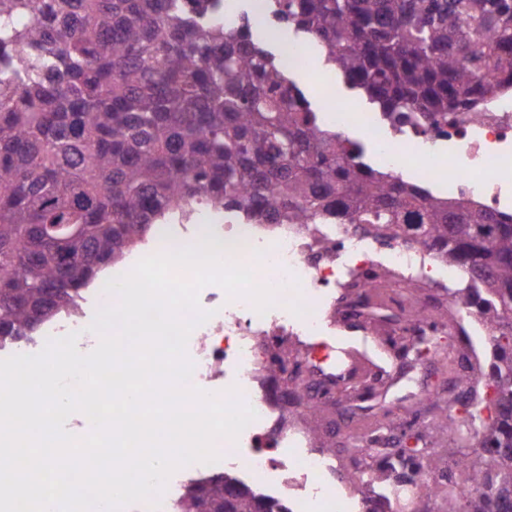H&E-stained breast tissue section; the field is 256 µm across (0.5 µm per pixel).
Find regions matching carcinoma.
<instances>
[{
    "label": "carcinoma",
    "instance_id": "1",
    "mask_svg": "<svg viewBox=\"0 0 512 512\" xmlns=\"http://www.w3.org/2000/svg\"><path fill=\"white\" fill-rule=\"evenodd\" d=\"M227 0H0V347L76 310L151 231L202 208L230 224H370L469 275L458 303L494 347L495 416L469 442L378 456L367 492L423 465L438 512H512V213L372 168L326 129L283 52ZM296 50L319 49L381 112L479 113L512 91V0H261ZM264 369L287 361L269 341ZM291 512L224 473L190 479L174 512Z\"/></svg>",
    "mask_w": 512,
    "mask_h": 512
}]
</instances>
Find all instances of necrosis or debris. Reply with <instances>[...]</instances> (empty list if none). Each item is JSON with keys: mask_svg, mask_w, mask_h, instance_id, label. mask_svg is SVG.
<instances>
[{"mask_svg": "<svg viewBox=\"0 0 512 512\" xmlns=\"http://www.w3.org/2000/svg\"><path fill=\"white\" fill-rule=\"evenodd\" d=\"M323 123L336 132L349 125L362 127L382 164L395 172L415 163L427 180L432 167L447 162L448 176L440 186L448 196H469L495 210L512 205L511 95H502L479 116L452 112L438 123L421 112L390 119L380 112H352L333 104ZM224 244L227 260L269 266L267 281L277 304L261 314L248 299H228L218 285L203 287L199 305L210 317L196 326V338L187 344L193 363L190 383L221 395L236 388L257 414L241 433L247 448L227 453L231 466L248 471L260 483L274 484L290 499L293 512H339L335 489L320 482L322 456L282 455V448L307 440L308 434L298 421L280 430L268 426V407L256 393L261 365L253 341L287 335L281 320L292 313L307 335H316L329 302L343 313L354 306L376 313L375 295L399 283L409 290L405 304L413 312L403 329L416 340L417 360L425 361L434 348L433 333L425 324L430 307L446 302L444 282L413 265L414 247L385 243L366 224H289L265 227L260 234L243 224H228ZM226 379L231 382L227 388L222 385Z\"/></svg>", "mask_w": 512, "mask_h": 512, "instance_id": "4bbe7bcc", "label": "necrosis or debris"}]
</instances>
